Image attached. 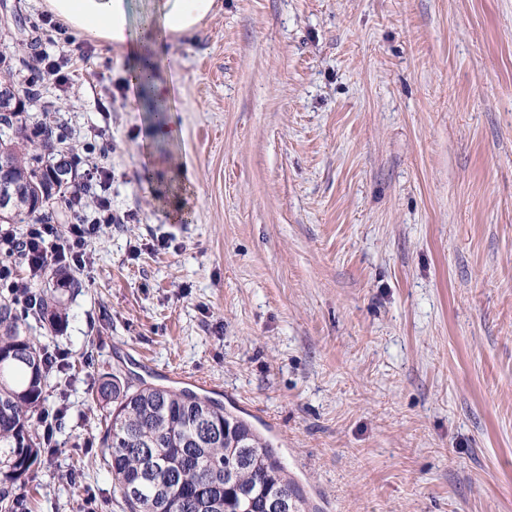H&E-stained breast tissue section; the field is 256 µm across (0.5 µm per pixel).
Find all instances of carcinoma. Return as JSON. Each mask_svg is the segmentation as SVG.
Returning a JSON list of instances; mask_svg holds the SVG:
<instances>
[{
  "instance_id": "obj_1",
  "label": "carcinoma",
  "mask_w": 512,
  "mask_h": 512,
  "mask_svg": "<svg viewBox=\"0 0 512 512\" xmlns=\"http://www.w3.org/2000/svg\"><path fill=\"white\" fill-rule=\"evenodd\" d=\"M34 83L20 87L19 108L0 118V164L22 185L47 187L59 167L53 157L65 139L41 123L27 131L24 99ZM33 213L72 212L66 190L33 196ZM47 287L17 300L0 290V512H34L26 490L35 465L52 464L49 442L55 421L43 417L49 378L60 371L49 350L31 335L32 323L58 332L67 316L56 272H43ZM109 405L101 437L103 461L128 512H264L276 494L294 495L269 441L224 405L190 391H173L117 374L93 396Z\"/></svg>"
}]
</instances>
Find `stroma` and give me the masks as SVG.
<instances>
[{"instance_id": "1", "label": "stroma", "mask_w": 512, "mask_h": 512, "mask_svg": "<svg viewBox=\"0 0 512 512\" xmlns=\"http://www.w3.org/2000/svg\"><path fill=\"white\" fill-rule=\"evenodd\" d=\"M7 2L0 51L25 63L54 18ZM223 3L164 48L178 142L89 37L26 103L109 172L119 218L57 267L64 331L33 330L67 363L36 512H126L89 396L116 371L203 382L305 512H512V0Z\"/></svg>"}]
</instances>
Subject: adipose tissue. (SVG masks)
<instances>
[{"label": "adipose tissue", "instance_id": "adipose-tissue-1", "mask_svg": "<svg viewBox=\"0 0 512 512\" xmlns=\"http://www.w3.org/2000/svg\"><path fill=\"white\" fill-rule=\"evenodd\" d=\"M46 9L67 28L103 40L129 61L124 74L131 101H152L167 110L173 82L163 47L195 32L221 8V0H151L141 19L131 0H45Z\"/></svg>", "mask_w": 512, "mask_h": 512}]
</instances>
